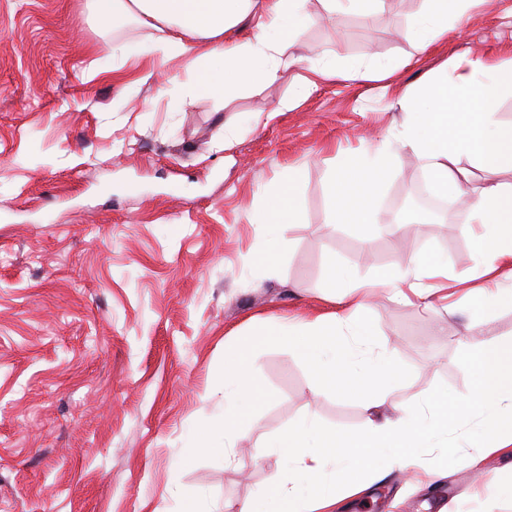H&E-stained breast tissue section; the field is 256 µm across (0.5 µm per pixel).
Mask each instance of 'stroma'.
<instances>
[{"mask_svg":"<svg viewBox=\"0 0 512 512\" xmlns=\"http://www.w3.org/2000/svg\"><path fill=\"white\" fill-rule=\"evenodd\" d=\"M427 0H379L372 16L332 15L311 0L304 58L271 86L216 104L181 100L183 58L151 53L157 31L95 19L89 0H0V512H174L181 494L239 512L283 462L263 441L305 415L354 430L357 400L310 389L294 347L254 349L265 394L256 423L234 431L232 466L203 453L182 463L193 434L224 407V345L277 319L331 311L328 258L367 278L429 250L453 275L474 266L455 234L470 198L434 224L370 238L326 221L325 186L338 156L404 120V91L466 51L512 59V0H483L426 52L403 32ZM129 44L137 52L115 55ZM396 64L383 80L336 79L295 100L309 68ZM304 180V221L289 225L276 269L259 268L266 242L252 222L288 169ZM379 193L380 219L427 175L398 149ZM380 347L401 377L385 410L438 392L466 391L462 343L512 341V306L486 317L422 311L392 295L370 300ZM471 450L437 481L393 470L337 512H512V456L472 464Z\"/></svg>","mask_w":512,"mask_h":512,"instance_id":"35a3bbf8","label":"stroma"}]
</instances>
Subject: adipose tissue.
Segmentation results:
<instances>
[{"label": "adipose tissue", "mask_w": 512, "mask_h": 512, "mask_svg": "<svg viewBox=\"0 0 512 512\" xmlns=\"http://www.w3.org/2000/svg\"><path fill=\"white\" fill-rule=\"evenodd\" d=\"M428 8L405 32L416 49L425 50L448 35V18H464L481 0H427ZM308 0H91L98 19L152 27L160 36L155 49L162 59L184 57L192 71L181 90L183 100L208 97L221 103L237 89L274 84L282 69L300 62L298 30L311 15ZM251 22L244 42L234 30ZM512 97V62L493 64L473 56L453 65L451 73L429 77L399 100L405 119L397 137L337 160L329 172L327 221L350 224L362 235L377 226L376 202L396 173L395 149H409L441 194H469L463 226L471 241L474 269L453 276L437 254L416 251L407 267L384 268L371 278L354 277L348 267L327 263L324 300L334 312L300 321L284 320L260 331L258 341L284 340L303 355L313 391L330 388L356 399L372 416L352 432L323 427L311 415L268 438V454L285 467L240 512H323L349 488L376 476L379 463L401 469L415 465L410 451L431 448L440 467H448L469 442L484 453L512 447V341L488 347L464 343L462 361L476 374L462 393H438L412 407L385 415L383 388L399 376L396 359L378 350L365 313L367 298L387 290L406 303L428 310L436 305L488 313L512 305V182L499 175L512 171V126L498 118L503 97ZM483 179H476V172ZM300 169H290L255 216L258 233L272 250L261 256L268 269L278 264L274 248L285 228L302 221L294 190ZM254 359L238 351L224 371L221 420L194 435L181 450L194 457L213 448L233 463V430L255 420L262 396L254 381Z\"/></svg>", "instance_id": "ef3b65f1"}]
</instances>
